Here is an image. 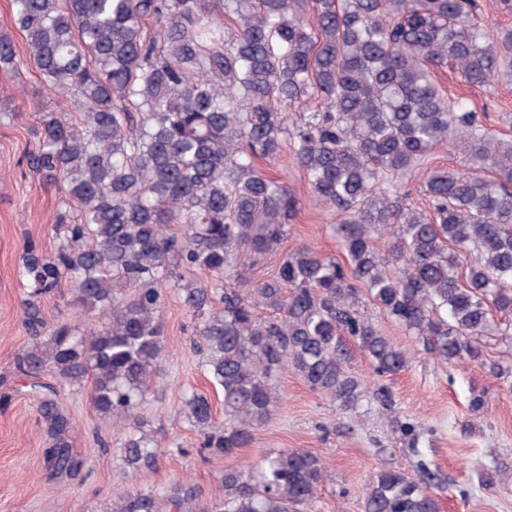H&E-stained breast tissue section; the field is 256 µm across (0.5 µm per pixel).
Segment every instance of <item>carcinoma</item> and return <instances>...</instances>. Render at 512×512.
<instances>
[{
    "mask_svg": "<svg viewBox=\"0 0 512 512\" xmlns=\"http://www.w3.org/2000/svg\"><path fill=\"white\" fill-rule=\"evenodd\" d=\"M28 60L76 111L37 106L29 167L64 193L53 255L29 250L25 326L45 343L18 358L91 381L101 414L126 425L162 371V310L174 289L198 320L193 351L224 401L183 398L202 450L245 447L294 370L344 411L364 383L347 372L351 338L374 372L406 369L411 352L359 310L371 299L444 363L479 361L491 312H512V139H503L432 70L452 67L485 87L512 75V28L475 21L476 0H11ZM153 22L154 27L147 26ZM0 34V73L18 71ZM462 151L468 165L432 168ZM303 170L312 200L342 216L346 262L300 247L272 277L246 268L279 248L297 200L258 161L283 154ZM423 173L416 207L404 178ZM170 224L181 225L177 233ZM196 270L208 280L191 277ZM69 278L94 327L47 325L39 298ZM273 315L265 317L260 310ZM55 438L47 463L81 460L69 418L43 404ZM159 448L128 435L123 462L150 467ZM330 471L304 449L267 455L255 470L224 469V498L202 502L176 483L117 492L112 512H298ZM363 512H439L430 486L394 468L375 473Z\"/></svg>",
    "mask_w": 512,
    "mask_h": 512,
    "instance_id": "carcinoma-1",
    "label": "carcinoma"
}]
</instances>
